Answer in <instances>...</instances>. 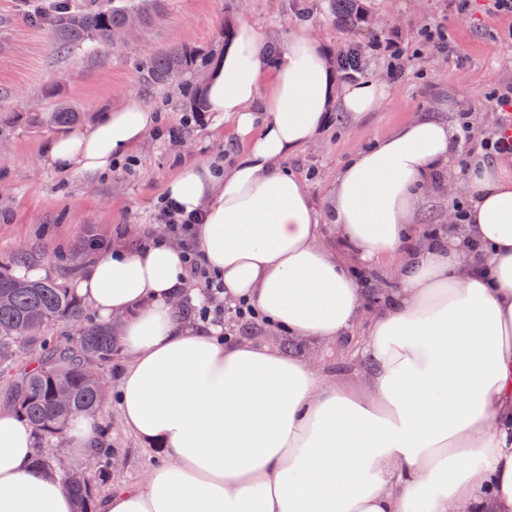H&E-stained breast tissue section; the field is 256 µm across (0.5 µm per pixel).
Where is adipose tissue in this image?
I'll list each match as a JSON object with an SVG mask.
<instances>
[{"label": "adipose tissue", "mask_w": 512, "mask_h": 512, "mask_svg": "<svg viewBox=\"0 0 512 512\" xmlns=\"http://www.w3.org/2000/svg\"><path fill=\"white\" fill-rule=\"evenodd\" d=\"M387 94L373 80L335 86L325 47L305 31L280 45L239 23L203 100L247 148L228 168H181L163 191L202 214L198 251L225 302L251 304L289 338L324 342L362 318L370 291L351 265L394 257L396 283L369 321L350 386L197 327L183 252L168 238L113 244L75 291L101 319H120L122 418L166 460L146 483L101 498L100 512H512V165L472 167L454 235L424 243L414 216L456 129L418 115L339 172L331 210L345 256L320 242L318 213L282 165L333 107L359 120ZM158 122L132 97L55 138L49 157L102 174ZM37 443L0 408V512H73Z\"/></svg>", "instance_id": "ef3b65f1"}]
</instances>
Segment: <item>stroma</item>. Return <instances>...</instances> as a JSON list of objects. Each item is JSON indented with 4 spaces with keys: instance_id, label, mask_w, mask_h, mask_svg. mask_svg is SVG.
Returning <instances> with one entry per match:
<instances>
[{
    "instance_id": "1",
    "label": "stroma",
    "mask_w": 512,
    "mask_h": 512,
    "mask_svg": "<svg viewBox=\"0 0 512 512\" xmlns=\"http://www.w3.org/2000/svg\"><path fill=\"white\" fill-rule=\"evenodd\" d=\"M51 0H0V259L36 247L50 254L41 263L46 277L72 287L95 259L87 237L135 244L152 224L165 184L187 164L220 161L232 164L246 145L230 119L210 112L191 120V106L177 85H151L144 58L150 49L191 43L222 58L215 33L222 19L249 20L267 37L285 43L291 31L318 37L329 54L344 44L398 35L413 49L409 69L392 79L382 61L371 64L367 79L386 84L383 105L361 121L333 109L324 130L285 162L306 190L320 215L322 244L335 247L330 200L339 170L357 151L426 111L458 118L470 111L475 139L496 135L500 114L480 104L479 96L504 85L512 87V15L487 22L489 0H473L467 13L456 12L452 0H362L371 26H345L331 0H165L164 18L147 41L120 47L101 44L71 53L57 46L44 17ZM437 22L449 33L451 48L441 54L421 48L420 27ZM62 86L65 101L85 112L87 121L137 96L152 106L160 121L129 152L134 169L104 175L79 170L63 172L46 157L57 130L30 126L27 110L51 108L44 96L49 84ZM177 128L170 141L168 128ZM462 150H455L451 171L436 172L426 192L420 224L448 221V187L462 185ZM234 339L281 349L345 382L358 380L363 328L332 342L289 341L258 323L227 326ZM125 354L105 367L108 399L96 419L112 445V483L141 484L162 461L158 446L141 442L124 426L118 400L119 368Z\"/></svg>"
}]
</instances>
